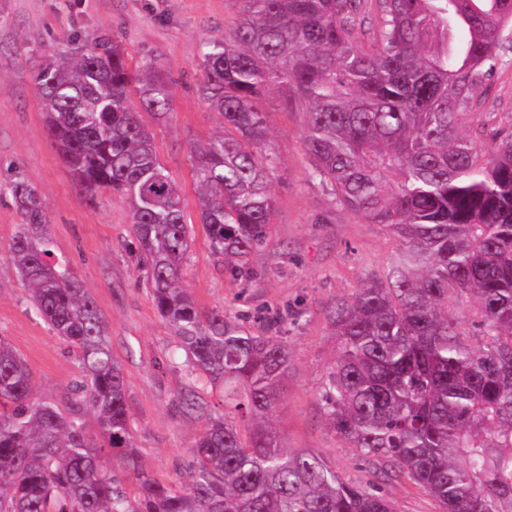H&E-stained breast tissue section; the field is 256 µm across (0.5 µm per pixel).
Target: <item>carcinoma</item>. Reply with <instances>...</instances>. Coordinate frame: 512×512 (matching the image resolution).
Returning a JSON list of instances; mask_svg holds the SVG:
<instances>
[{"instance_id": "1", "label": "carcinoma", "mask_w": 512, "mask_h": 512, "mask_svg": "<svg viewBox=\"0 0 512 512\" xmlns=\"http://www.w3.org/2000/svg\"><path fill=\"white\" fill-rule=\"evenodd\" d=\"M242 3L230 34L207 44L197 83L224 117L193 151L212 253L240 271L271 239L265 105L280 90L308 115L311 176L397 243L386 268L326 306L336 354L325 421L370 470L406 478L443 512H512V132L488 116L475 136L458 134L496 74L512 0ZM35 82L62 163L89 201L105 189L128 205L159 317L192 367L224 384L249 438L189 394L205 426L184 473L166 483L142 469L106 322L55 258L39 193L16 180L9 257L36 313L79 349L82 377L65 407L43 401L0 338V512H395L319 452L282 446L269 421L288 344L202 313L183 286L193 233L140 115L167 119L170 81L150 63L130 71L120 44L98 40L54 54ZM462 296L474 302L469 327L448 308Z\"/></svg>"}]
</instances>
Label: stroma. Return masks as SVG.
Returning <instances> with one entry per match:
<instances>
[{
    "mask_svg": "<svg viewBox=\"0 0 512 512\" xmlns=\"http://www.w3.org/2000/svg\"><path fill=\"white\" fill-rule=\"evenodd\" d=\"M241 0H0V184L23 180L41 195L57 257L66 260L94 298L108 327L130 398V428L143 468L173 481L192 457L204 427L183 397L195 391L212 412L224 410L221 384L192 370L146 288V270L127 206L111 192L86 201L44 132L36 71L56 51L117 38L130 66L154 61L171 82V114L152 124L163 165L181 188L194 243L183 282L201 311L221 310L251 333L279 322L293 372L272 421L289 450L322 454L345 481L377 483L353 448L326 424L318 405L336 342L327 303L350 294L384 268L394 243L378 224L340 206L310 175L303 140L307 116L272 91L267 100L269 146L277 159L272 238L252 253L244 272L225 267L210 248L199 218L194 146L222 131L224 119L199 95L196 74L205 42L223 37ZM480 116L512 131V41L500 50L492 86L478 92ZM19 222L10 196L0 194V336L31 368L41 399L62 403L81 374L78 350L33 310L8 256ZM397 512H443L438 500L408 480L380 484Z\"/></svg>",
    "mask_w": 512,
    "mask_h": 512,
    "instance_id": "obj_1",
    "label": "stroma"
}]
</instances>
